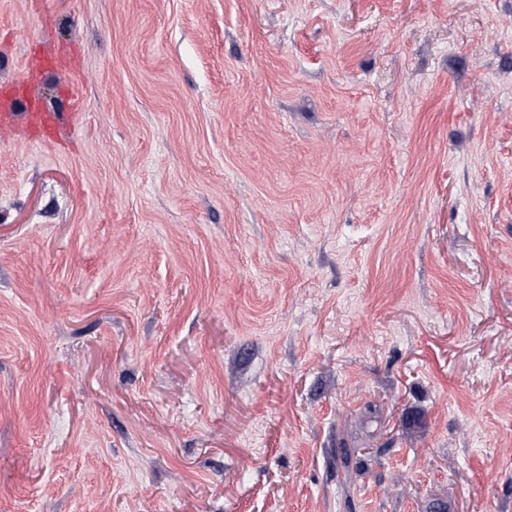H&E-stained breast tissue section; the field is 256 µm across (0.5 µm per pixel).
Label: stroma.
I'll list each match as a JSON object with an SVG mask.
<instances>
[{"mask_svg": "<svg viewBox=\"0 0 512 512\" xmlns=\"http://www.w3.org/2000/svg\"><path fill=\"white\" fill-rule=\"evenodd\" d=\"M0 512H512V0H0ZM41 69V65L37 56H27L20 72L5 86L14 91L19 89L29 90L36 79L37 72ZM27 100V107L23 112H1L0 129L12 133L26 132L39 136L47 142H56L57 130L64 117L49 112H38L29 96L23 95Z\"/></svg>", "mask_w": 512, "mask_h": 512, "instance_id": "35a3bbf8", "label": "stroma"}]
</instances>
